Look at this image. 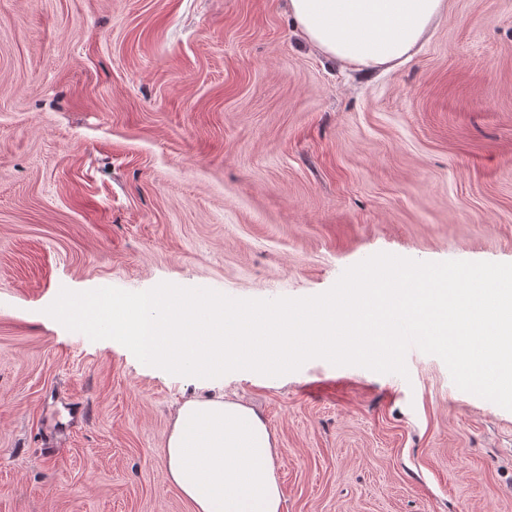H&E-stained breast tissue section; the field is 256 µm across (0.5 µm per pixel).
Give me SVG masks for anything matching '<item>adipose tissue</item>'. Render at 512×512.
I'll list each match as a JSON object with an SVG mask.
<instances>
[{"label":"adipose tissue","instance_id":"1","mask_svg":"<svg viewBox=\"0 0 512 512\" xmlns=\"http://www.w3.org/2000/svg\"><path fill=\"white\" fill-rule=\"evenodd\" d=\"M302 38L360 70L408 59L439 19L445 0H288ZM276 438L251 407L218 395L176 410L166 443L171 484L192 512H285Z\"/></svg>","mask_w":512,"mask_h":512}]
</instances>
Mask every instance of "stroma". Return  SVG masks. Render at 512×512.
<instances>
[{
    "label": "stroma",
    "mask_w": 512,
    "mask_h": 512,
    "mask_svg": "<svg viewBox=\"0 0 512 512\" xmlns=\"http://www.w3.org/2000/svg\"><path fill=\"white\" fill-rule=\"evenodd\" d=\"M385 252L512 263V0H447L389 71L327 61L288 0H0V512H191L190 395L277 438L286 512H512V411L418 348L206 381L45 312L162 282L306 297Z\"/></svg>",
    "instance_id": "1"
}]
</instances>
